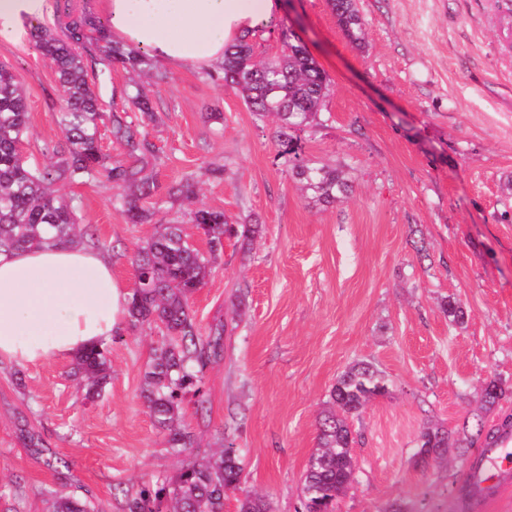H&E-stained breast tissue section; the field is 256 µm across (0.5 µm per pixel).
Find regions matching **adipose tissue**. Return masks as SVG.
<instances>
[{
	"instance_id": "obj_1",
	"label": "adipose tissue",
	"mask_w": 512,
	"mask_h": 512,
	"mask_svg": "<svg viewBox=\"0 0 512 512\" xmlns=\"http://www.w3.org/2000/svg\"><path fill=\"white\" fill-rule=\"evenodd\" d=\"M115 42L171 68L215 69L245 34L271 28L278 0H97ZM52 0H0V42H17L51 18ZM129 291L92 247L0 253V363L68 361L109 344Z\"/></svg>"
}]
</instances>
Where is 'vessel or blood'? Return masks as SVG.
Returning <instances> with one entry per match:
<instances>
[{"instance_id":"b4317fda","label":"vessel or blood","mask_w":512,"mask_h":512,"mask_svg":"<svg viewBox=\"0 0 512 512\" xmlns=\"http://www.w3.org/2000/svg\"><path fill=\"white\" fill-rule=\"evenodd\" d=\"M469 504L472 512H484L512 487V428H502L488 447L471 461Z\"/></svg>"}]
</instances>
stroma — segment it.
Listing matches in <instances>:
<instances>
[{
    "mask_svg": "<svg viewBox=\"0 0 512 512\" xmlns=\"http://www.w3.org/2000/svg\"><path fill=\"white\" fill-rule=\"evenodd\" d=\"M277 28L258 50L279 53L282 33L299 37L331 79L321 126L301 136L311 162L343 170L351 190L323 205L306 199L279 155L272 121L257 120L216 73L168 69L151 87L157 115L152 175L161 188L188 180L193 203L165 205L159 220L189 222L191 205L256 223L252 241L225 240L204 288L190 300L201 334L224 323V357L184 402L195 446L172 453L141 398L163 326L123 325L109 345L112 379L90 403L61 361L0 366V512H47L52 493L90 491L102 512H125L128 495L173 478L222 437L233 439L244 480L224 512L249 494L272 512H296L317 444L320 411L337 377L373 363L391 393L370 402L352 427L355 481L336 512H465L458 498L472 452L416 466L421 430L481 416L486 427L512 414V19L496 0H357L367 29L356 47L328 0H280ZM29 112L25 153L45 165L58 140L61 88L33 40L0 43ZM225 168L224 178L212 175ZM90 227V245L133 286L135 250L156 222L129 224L100 179L65 188ZM466 309L451 323L447 298ZM507 395L487 412L481 389ZM27 419L69 480L32 456L17 426Z\"/></svg>",
    "mask_w": 512,
    "mask_h": 512,
    "instance_id": "35a3bbf8",
    "label": "stroma"
}]
</instances>
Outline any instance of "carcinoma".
I'll use <instances>...</instances> for the list:
<instances>
[{"label":"carcinoma","mask_w":512,"mask_h":512,"mask_svg":"<svg viewBox=\"0 0 512 512\" xmlns=\"http://www.w3.org/2000/svg\"><path fill=\"white\" fill-rule=\"evenodd\" d=\"M339 24L351 41L366 40L365 25L356 0H329ZM31 36L41 55L54 66L62 91L63 108L58 126L62 140L48 142L44 152L55 161L40 167L21 151L27 139L26 97L8 65L0 63V252L18 249L77 247L88 236L79 224L73 200L56 194L59 183H87L105 177L115 189L112 204L120 207L131 224L148 221L151 213L139 201L154 195L156 187L146 169L156 159L154 145L138 127L156 121L153 102L137 84L124 90L129 109L105 114L96 93L100 77L113 68L128 74L152 69L143 52L126 48L108 35L94 16L66 13L62 33L38 24ZM224 85L240 94L249 111L262 120L277 121L276 139L281 154L288 156L292 176L306 197L315 203L332 204L347 196L350 185L343 172L317 166L298 151L297 133L320 124L330 79L298 39L283 41L280 54L265 57L256 52V36L247 34L224 51L220 66ZM110 122L112 138L124 149V158L112 162L102 153L99 127ZM190 222L202 230L205 251L188 242L182 225L158 226L154 235L134 256L136 288L128 303V320L134 327L161 325L176 336L173 343L153 349L143 373L141 395L154 426L163 432L171 448L194 447L183 421V398L200 394L199 374L223 358L224 324L204 336L191 315L193 291L203 288L212 266L223 251L224 235L230 232L224 212L197 207ZM451 321L464 322L461 303L450 298L442 305ZM106 347L92 348L76 358L73 377L84 390V399H99L111 379ZM390 393V380L370 363L345 370L332 386L318 421L317 448L303 478V512H335L336 501L355 479L353 447L356 436L351 420L359 417L373 399ZM505 397L496 380L482 388V407L494 408ZM27 444L45 447L40 432L20 423ZM492 431L479 421L464 419L453 429L426 427L418 437L415 464L426 457L438 462L452 448L486 447ZM243 465L234 443L192 465L175 478H158L126 501L127 512H224V493L241 483ZM52 512H100L89 492L55 498ZM239 512H270L262 496L248 495Z\"/></svg>","instance_id":"carcinoma-1"}]
</instances>
